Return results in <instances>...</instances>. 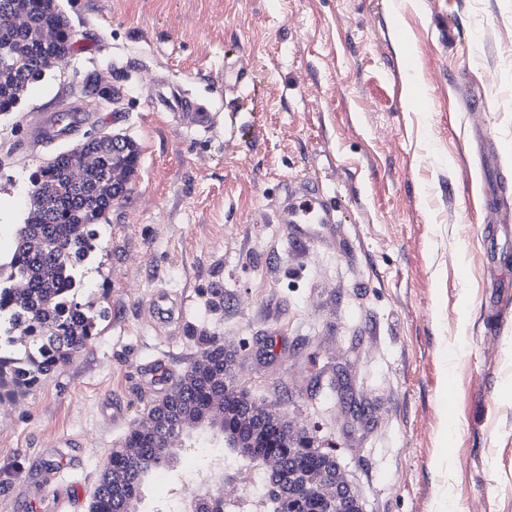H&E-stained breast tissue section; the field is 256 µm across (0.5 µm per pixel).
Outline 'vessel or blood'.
Masks as SVG:
<instances>
[{
    "mask_svg": "<svg viewBox=\"0 0 512 512\" xmlns=\"http://www.w3.org/2000/svg\"><path fill=\"white\" fill-rule=\"evenodd\" d=\"M155 98L163 110L178 113L184 127H209L215 122L214 115L176 94L167 81H158ZM89 119V112L83 108L66 104L37 114L28 128V135L47 144L70 141ZM277 218L279 223L287 225L291 238L301 243L321 240L326 230L341 221L340 208L334 198L314 182L293 189L287 207L278 210ZM509 227H512V204L503 200L491 211L483 233L491 238ZM147 310L159 327L181 322L183 318L181 304L162 289L153 292ZM138 379L142 386L153 388L162 395L171 392L178 383L177 376L163 358L140 363ZM74 445V440L68 438L41 451L38 463L32 467L29 480L20 491L31 512H60L65 505L91 506V498L83 493L79 484L59 482L62 473L79 470L83 465V457L74 452Z\"/></svg>",
    "mask_w": 512,
    "mask_h": 512,
    "instance_id": "vessel-or-blood-1",
    "label": "vessel or blood"
}]
</instances>
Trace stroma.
Returning a JSON list of instances; mask_svg holds the SVG:
<instances>
[{
	"mask_svg": "<svg viewBox=\"0 0 512 512\" xmlns=\"http://www.w3.org/2000/svg\"><path fill=\"white\" fill-rule=\"evenodd\" d=\"M71 20L64 71L0 112V253L15 247L31 174L58 154L32 141L35 113L102 73L92 134L133 140L138 166L115 203L101 272L85 291L112 316L97 336L0 417V512L42 448L77 439L92 486L154 394L141 361L183 372L192 337L236 356L235 386L331 450L363 512H512V323L495 331L488 264L512 278V234L486 243L488 202L512 179V0H56ZM100 38L84 46L88 32ZM252 62L228 87L224 65ZM167 78L211 109L209 131L154 111ZM427 111L408 105L417 88ZM315 179L345 218L295 242L275 213ZM159 288L183 306L157 329ZM346 368L371 423L348 419L330 384Z\"/></svg>",
	"mask_w": 512,
	"mask_h": 512,
	"instance_id": "obj_1",
	"label": "stroma"
}]
</instances>
